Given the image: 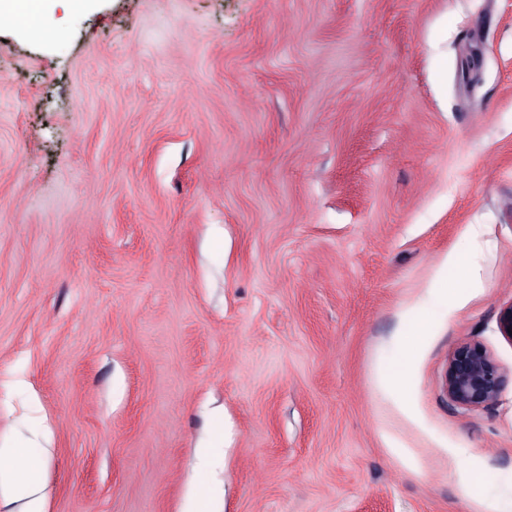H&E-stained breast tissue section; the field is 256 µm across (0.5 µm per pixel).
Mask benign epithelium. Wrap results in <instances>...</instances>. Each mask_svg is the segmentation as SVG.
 I'll return each mask as SVG.
<instances>
[{
    "label": "benign epithelium",
    "instance_id": "benign-epithelium-1",
    "mask_svg": "<svg viewBox=\"0 0 512 512\" xmlns=\"http://www.w3.org/2000/svg\"><path fill=\"white\" fill-rule=\"evenodd\" d=\"M500 334L512 341V304L498 316ZM508 381L494 356L481 344L461 343L448 359L446 388L449 400L455 405L475 410L494 405Z\"/></svg>",
    "mask_w": 512,
    "mask_h": 512
}]
</instances>
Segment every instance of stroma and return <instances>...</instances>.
Instances as JSON below:
<instances>
[{"label": "stroma", "mask_w": 512, "mask_h": 512, "mask_svg": "<svg viewBox=\"0 0 512 512\" xmlns=\"http://www.w3.org/2000/svg\"><path fill=\"white\" fill-rule=\"evenodd\" d=\"M510 304L512 0L0 18V446L46 512H488L512 381L445 379L465 341L512 378ZM507 381L497 360L480 343L463 342L448 359V398L463 409L491 407L498 401Z\"/></svg>", "instance_id": "1"}]
</instances>
